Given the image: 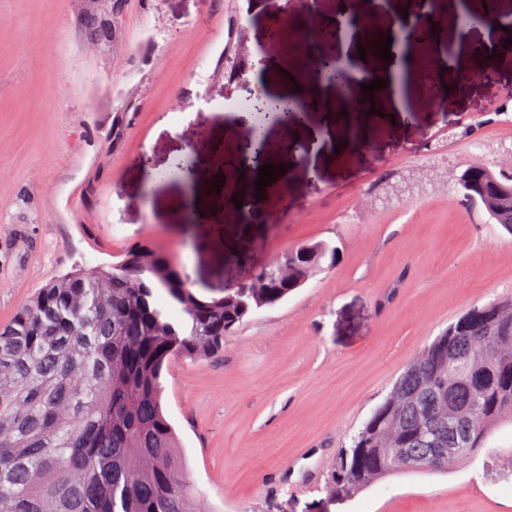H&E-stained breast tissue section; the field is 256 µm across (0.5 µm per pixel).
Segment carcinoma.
Here are the masks:
<instances>
[{"label": "carcinoma", "instance_id": "carcinoma-1", "mask_svg": "<svg viewBox=\"0 0 512 512\" xmlns=\"http://www.w3.org/2000/svg\"><path fill=\"white\" fill-rule=\"evenodd\" d=\"M469 192L512 235V174L464 170ZM321 240L284 253L288 275L205 301L148 244L117 263L78 269L40 288L0 329V512H200L162 406L176 359L224 349L250 313L331 268ZM163 292L183 315L155 303ZM512 423V298L474 306L402 373L325 485L343 506L395 474V449L451 448L448 470Z\"/></svg>", "mask_w": 512, "mask_h": 512}]
</instances>
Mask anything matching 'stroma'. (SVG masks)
Returning <instances> with one entry per match:
<instances>
[{"label": "stroma", "mask_w": 512, "mask_h": 512, "mask_svg": "<svg viewBox=\"0 0 512 512\" xmlns=\"http://www.w3.org/2000/svg\"><path fill=\"white\" fill-rule=\"evenodd\" d=\"M84 0H0V327L50 281L121 260L148 243L180 265L197 296L318 240L336 264L275 306L250 313L217 355L173 361L163 405L187 476L209 512H326L340 449L423 347L468 309L512 298V235L462 201L457 179L481 162L512 173V44L486 69L497 82L457 86L391 127L358 113L338 123L365 142L345 159L294 163L264 194L266 217L225 223L212 184L248 133L221 105L254 87L270 97L291 70L255 58L245 81L224 31L267 37L262 0H127L117 46L83 50ZM179 100L181 115L169 103ZM209 138L197 141L198 128ZM207 157L190 184L145 185ZM198 198L192 237L179 218ZM339 512H512V424L447 471L400 472Z\"/></svg>", "instance_id": "obj_1"}]
</instances>
